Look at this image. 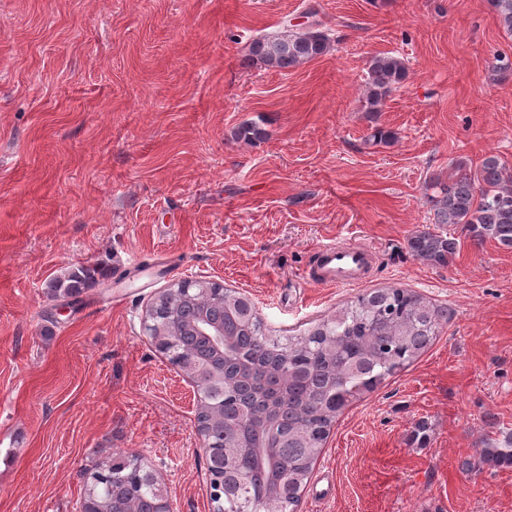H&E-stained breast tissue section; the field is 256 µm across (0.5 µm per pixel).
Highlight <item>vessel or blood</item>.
<instances>
[{
    "instance_id": "b4317fda",
    "label": "vessel or blood",
    "mask_w": 512,
    "mask_h": 512,
    "mask_svg": "<svg viewBox=\"0 0 512 512\" xmlns=\"http://www.w3.org/2000/svg\"><path fill=\"white\" fill-rule=\"evenodd\" d=\"M313 279L329 285L347 287L364 278L371 259L369 250L349 244L325 243L316 251Z\"/></svg>"
}]
</instances>
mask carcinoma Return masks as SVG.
I'll return each mask as SVG.
<instances>
[{
  "mask_svg": "<svg viewBox=\"0 0 512 512\" xmlns=\"http://www.w3.org/2000/svg\"><path fill=\"white\" fill-rule=\"evenodd\" d=\"M503 29L512 34V0H490ZM332 41L322 29H282L258 37L251 54L265 66L286 70L326 54ZM407 79V66L397 55L374 56L368 63L367 104L377 112L386 97ZM434 227L410 237L411 255L432 266L444 267L458 249L446 232L449 224L465 226L479 244L487 240L512 249V168L501 156L485 155L472 171H458L448 178L430 179ZM106 275L100 265H80L49 284L57 297H78ZM189 291L158 298L154 322L174 318L185 337L161 342V349L194 369L219 361L210 340L196 331L194 312L200 306L224 310V328L237 337L226 352L224 364L231 374L242 365L252 371V382L227 396L210 393L206 408H224L230 422L259 411L270 399L279 409L278 432L283 446L263 468L247 461L249 472L243 496L266 502L267 512H297L301 493L338 417L353 402L373 393L387 379L413 364L439 336L451 315L407 288H375L343 305L336 314L312 322L282 341L266 333L259 315L244 319L224 309L221 284L189 280ZM211 423L210 444L225 447L228 436L221 423ZM512 468V432L478 449L477 460L465 461L463 470ZM87 493L92 507L102 512L122 509L137 512L151 499L153 486L140 480L139 460L116 455L101 461L90 474Z\"/></svg>",
  "mask_w": 512,
  "mask_h": 512,
  "instance_id": "1",
  "label": "carcinoma"
}]
</instances>
